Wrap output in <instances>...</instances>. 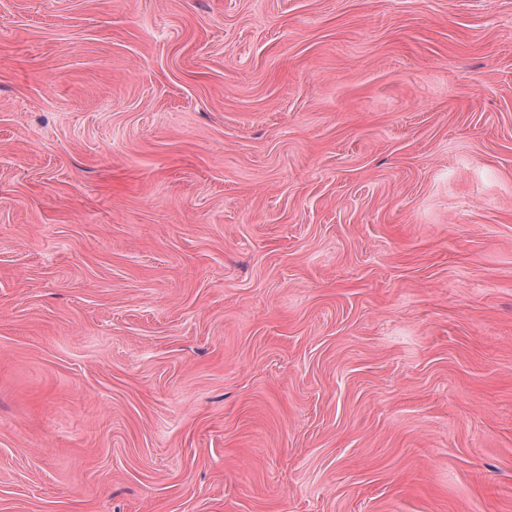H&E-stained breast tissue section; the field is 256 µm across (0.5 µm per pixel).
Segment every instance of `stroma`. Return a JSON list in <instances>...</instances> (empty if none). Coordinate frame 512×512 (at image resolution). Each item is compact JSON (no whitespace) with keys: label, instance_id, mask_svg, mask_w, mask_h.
I'll return each instance as SVG.
<instances>
[{"label":"stroma","instance_id":"35a3bbf8","mask_svg":"<svg viewBox=\"0 0 512 512\" xmlns=\"http://www.w3.org/2000/svg\"><path fill=\"white\" fill-rule=\"evenodd\" d=\"M0 512H512V0H0Z\"/></svg>","mask_w":512,"mask_h":512}]
</instances>
